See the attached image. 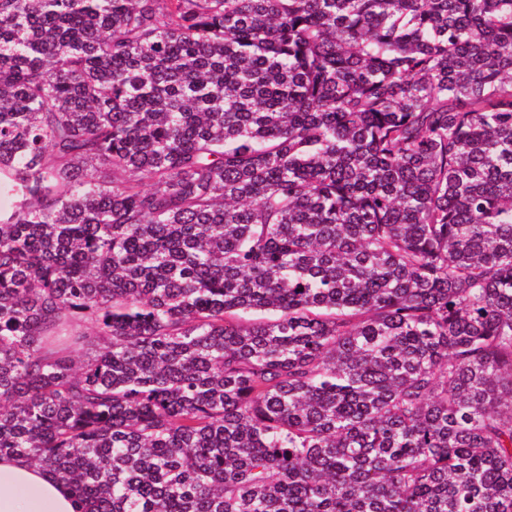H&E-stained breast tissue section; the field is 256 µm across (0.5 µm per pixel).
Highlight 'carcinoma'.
Here are the masks:
<instances>
[{"label": "carcinoma", "mask_w": 512, "mask_h": 512, "mask_svg": "<svg viewBox=\"0 0 512 512\" xmlns=\"http://www.w3.org/2000/svg\"><path fill=\"white\" fill-rule=\"evenodd\" d=\"M0 191L85 512H512V0H0Z\"/></svg>", "instance_id": "cac0c4a2"}]
</instances>
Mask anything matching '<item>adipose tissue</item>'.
Here are the masks:
<instances>
[{
  "instance_id": "ef3b65f1",
  "label": "adipose tissue",
  "mask_w": 512,
  "mask_h": 512,
  "mask_svg": "<svg viewBox=\"0 0 512 512\" xmlns=\"http://www.w3.org/2000/svg\"><path fill=\"white\" fill-rule=\"evenodd\" d=\"M0 512H82L68 486L21 458L0 459Z\"/></svg>"
}]
</instances>
